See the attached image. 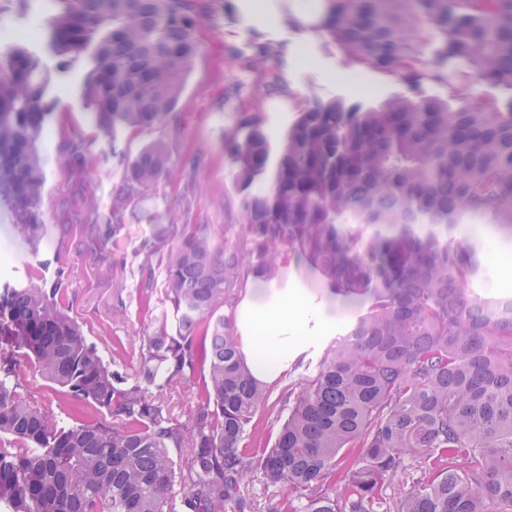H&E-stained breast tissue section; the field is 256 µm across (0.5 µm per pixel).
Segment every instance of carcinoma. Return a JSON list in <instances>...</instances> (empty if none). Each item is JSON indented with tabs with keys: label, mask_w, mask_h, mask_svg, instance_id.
Segmentation results:
<instances>
[{
	"label": "carcinoma",
	"mask_w": 512,
	"mask_h": 512,
	"mask_svg": "<svg viewBox=\"0 0 512 512\" xmlns=\"http://www.w3.org/2000/svg\"><path fill=\"white\" fill-rule=\"evenodd\" d=\"M48 42L89 57L83 102L112 140L176 124L199 44L196 0H54ZM351 60L408 93L381 107L313 99L277 156L258 112L224 130L241 198L231 241L168 217L144 248L164 270L167 308L130 378L110 368L61 308V289L0 286V504L8 512H380L386 481L427 452L401 512H512V316L474 293L480 246L454 235L483 217L512 235V0H316L311 12ZM425 77H463L506 95L423 96ZM39 58L0 50V199L35 250L48 233L37 141L49 116ZM172 144L127 166L123 198L171 177ZM112 223L82 228L90 248ZM367 307L325 349L271 447L244 446L265 406L223 313L249 276L282 281L288 256ZM97 414L73 425L23 399L22 361ZM200 377L175 422L156 392ZM184 453L176 469L169 449ZM180 483V499L173 489Z\"/></svg>",
	"instance_id": "carcinoma-1"
}]
</instances>
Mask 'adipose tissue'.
Instances as JSON below:
<instances>
[{
  "mask_svg": "<svg viewBox=\"0 0 512 512\" xmlns=\"http://www.w3.org/2000/svg\"><path fill=\"white\" fill-rule=\"evenodd\" d=\"M305 314L300 295L252 293L237 312L241 347L250 371L260 381L275 379L289 354L300 353L298 337L289 335V324Z\"/></svg>",
  "mask_w": 512,
  "mask_h": 512,
  "instance_id": "adipose-tissue-1",
  "label": "adipose tissue"
}]
</instances>
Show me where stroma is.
<instances>
[{"label":"stroma","instance_id":"1","mask_svg":"<svg viewBox=\"0 0 512 512\" xmlns=\"http://www.w3.org/2000/svg\"><path fill=\"white\" fill-rule=\"evenodd\" d=\"M209 13L202 20L197 38L200 50L175 108L181 119L179 132L168 127L126 130L118 140L102 134L86 109L81 94L89 71L86 57H59L48 46L46 22L55 11L53 0H0V20L19 29L37 26V39L21 46L38 57L48 78L46 101L50 115L39 140L45 161L46 182L41 201L44 223L52 225L38 251H31L14 236L6 209L0 207V281L29 280L38 285L60 284L65 309L82 327L115 370L134 374L139 350L153 331L152 318L163 308L162 268L143 249L165 226L171 211L183 213L190 224H232L242 195L229 175L224 155V131L239 113L257 112L272 150H279L289 126L312 97L342 99L347 105H379L404 93L405 87L375 68H359L323 32L308 36L306 30L285 21L263 25L247 23L237 0H205ZM278 50L264 78L250 68L258 46ZM362 71L365 85H356L349 75ZM172 140L173 175L156 189L127 199L124 229L119 241L90 252L80 244L81 225L112 221V201L121 196L124 170L151 142ZM86 147L85 169H70L65 157L71 143ZM94 196L97 214L82 206L83 197ZM58 224L69 225L67 234L55 232ZM473 240L481 243L480 272L473 280L481 295L512 296V238L485 220L471 226ZM153 288H146V281ZM269 290L301 289L309 314L288 329L303 337L308 352L289 362L279 382L269 387V405L255 418L257 443H273L285 411L280 403L288 389L313 375L324 350L332 341L317 322L315 313L327 299L326 289L296 259H289L282 283H269ZM21 396L57 413L84 420L89 411L56 392L33 368L22 370Z\"/></svg>","mask_w":512,"mask_h":512}]
</instances>
